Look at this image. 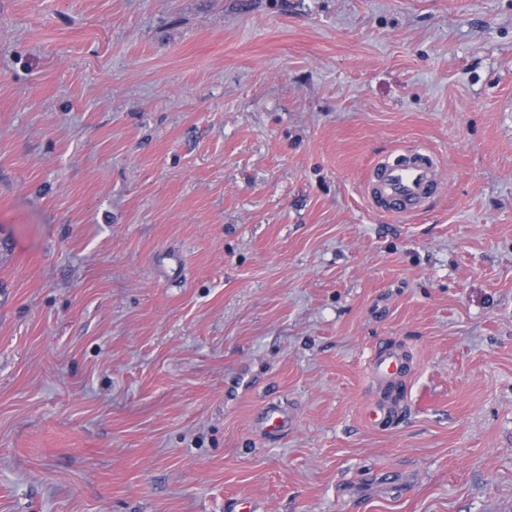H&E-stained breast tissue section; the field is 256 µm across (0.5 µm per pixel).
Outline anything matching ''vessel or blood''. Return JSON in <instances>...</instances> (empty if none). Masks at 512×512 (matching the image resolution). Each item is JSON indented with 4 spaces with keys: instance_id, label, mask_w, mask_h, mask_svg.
<instances>
[{
    "instance_id": "1",
    "label": "vessel or blood",
    "mask_w": 512,
    "mask_h": 512,
    "mask_svg": "<svg viewBox=\"0 0 512 512\" xmlns=\"http://www.w3.org/2000/svg\"><path fill=\"white\" fill-rule=\"evenodd\" d=\"M440 161L428 147L404 150L398 159L375 162L367 177V194L372 204L393 216H410L440 190ZM371 377L379 383L401 382L410 371L409 357L394 343L376 344L367 359Z\"/></svg>"
}]
</instances>
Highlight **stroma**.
Masks as SVG:
<instances>
[{
    "instance_id": "1",
    "label": "stroma",
    "mask_w": 512,
    "mask_h": 512,
    "mask_svg": "<svg viewBox=\"0 0 512 512\" xmlns=\"http://www.w3.org/2000/svg\"><path fill=\"white\" fill-rule=\"evenodd\" d=\"M242 496L512 512V0H0V512ZM438 156L426 146L404 150L396 160L375 162L367 177L372 204L389 215L410 216L440 190ZM367 367L371 377L385 385L401 382L410 371L406 351L391 342H380L372 348Z\"/></svg>"
}]
</instances>
